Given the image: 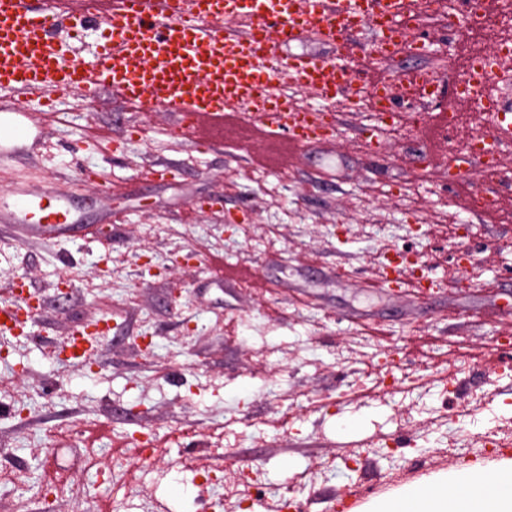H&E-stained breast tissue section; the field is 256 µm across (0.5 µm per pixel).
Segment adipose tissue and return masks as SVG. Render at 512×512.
<instances>
[{"mask_svg": "<svg viewBox=\"0 0 512 512\" xmlns=\"http://www.w3.org/2000/svg\"><path fill=\"white\" fill-rule=\"evenodd\" d=\"M377 512H512V467L490 478L467 470L448 481L415 487Z\"/></svg>", "mask_w": 512, "mask_h": 512, "instance_id": "1", "label": "adipose tissue"}]
</instances>
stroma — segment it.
I'll return each mask as SVG.
<instances>
[{"label":"stroma","instance_id":"35a3bbf8","mask_svg":"<svg viewBox=\"0 0 512 512\" xmlns=\"http://www.w3.org/2000/svg\"><path fill=\"white\" fill-rule=\"evenodd\" d=\"M419 105L428 122L416 141L393 126L383 155L368 159L370 113L343 112L335 139L266 175L258 162L278 150L241 123L202 149L191 138L168 144L178 114L132 107L107 82L91 102L58 101L37 123L36 140L0 165V195L20 183L67 190L79 223L106 236L89 248L76 237L46 242L0 227V297L20 275L41 300L30 336L0 358V386L21 380L29 388L24 418L0 420V469L54 484V512H71L73 486L108 504L98 464L111 463L120 436L147 429L162 448L131 480L128 512H225L224 486H209L204 505L190 491L217 447L306 512H327L331 500L364 487L370 493L354 512H368L458 471L467 453L471 467L495 475L500 461L475 450L489 428L512 424V376L499 374L512 359V345L499 341L501 312L512 304V199L487 217L447 204L448 145L436 107ZM165 167L178 177H157ZM447 212L467 224V236L434 231ZM219 218L250 225L262 247L211 246L207 233ZM415 222L422 233L411 231ZM380 230L426 255L427 275L440 285L432 299L372 287L382 269ZM190 235L202 258L149 275L146 259ZM464 250L473 263L463 280H449ZM68 264L86 270L93 287L60 292ZM105 315L115 327L94 363L51 358L78 322ZM367 324L396 348L393 369H381L361 333ZM145 333L148 357L136 345ZM461 348L470 368L442 397L441 362ZM362 378L418 387L342 401ZM316 396L339 404L315 410ZM74 422L81 436L63 435Z\"/></svg>","mask_w":512,"mask_h":512}]
</instances>
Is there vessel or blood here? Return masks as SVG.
Segmentation results:
<instances>
[{"mask_svg": "<svg viewBox=\"0 0 512 512\" xmlns=\"http://www.w3.org/2000/svg\"><path fill=\"white\" fill-rule=\"evenodd\" d=\"M427 0H0V155L10 142L27 137L31 130L23 99L38 96L92 98L99 82L111 80L112 90L129 104L154 105L181 118L180 137H198L203 119L222 125L225 117L246 123L272 142H287L304 150L333 138L334 115L323 102L348 99L355 82L369 84L382 105L368 141L378 151L388 121L401 118L410 103L398 89L420 86L423 74H386L373 80L355 66L356 39L364 21H371L381 36L393 37L402 46V20L425 8ZM489 0H465L460 23L472 26L487 19ZM96 23L109 28L110 42L92 56L69 57L59 32L82 30ZM333 45L329 56L300 55L285 67L309 92L307 105L288 107L267 100L260 89L269 81L260 61L275 60L280 44L300 42L308 34ZM254 95L251 112L239 111L237 100ZM432 100L472 102L471 87L456 77L435 87ZM512 140V108H499L482 152L497 155L499 143ZM466 187L467 204L483 215L499 211L502 199L496 188L473 186L466 169L448 177V200ZM64 191L34 192L19 185L4 199L13 223L46 236L67 233L75 222ZM33 318L24 316L16 300L0 303V334L28 331ZM109 335L98 328L84 340L67 339L68 359L83 361L88 348H100Z\"/></svg>", "mask_w": 512, "mask_h": 512, "instance_id": "vessel-or-blood-1", "label": "vessel or blood"}]
</instances>
